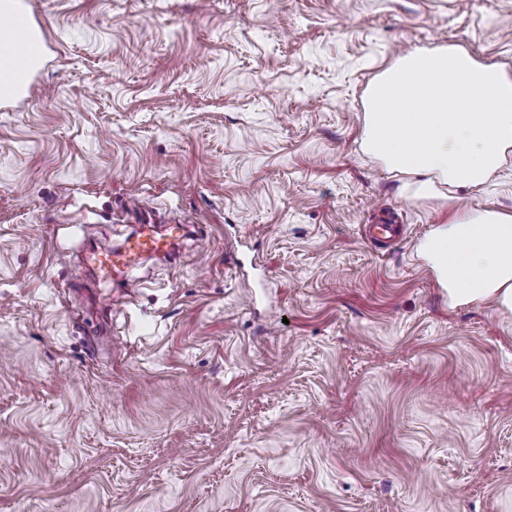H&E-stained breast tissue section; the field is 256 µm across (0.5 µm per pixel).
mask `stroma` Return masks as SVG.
I'll use <instances>...</instances> for the list:
<instances>
[{
	"label": "stroma",
	"mask_w": 512,
	"mask_h": 512,
	"mask_svg": "<svg viewBox=\"0 0 512 512\" xmlns=\"http://www.w3.org/2000/svg\"><path fill=\"white\" fill-rule=\"evenodd\" d=\"M0 109V512H512V314L415 255L512 213V154L415 200L361 148L399 56L512 74V0H32ZM394 214L391 245L363 227ZM181 224L110 284L91 243ZM239 261L230 268L229 257Z\"/></svg>",
	"instance_id": "stroma-1"
}]
</instances>
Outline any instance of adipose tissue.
I'll return each mask as SVG.
<instances>
[{"label":"adipose tissue","mask_w":512,"mask_h":512,"mask_svg":"<svg viewBox=\"0 0 512 512\" xmlns=\"http://www.w3.org/2000/svg\"><path fill=\"white\" fill-rule=\"evenodd\" d=\"M362 144L417 199L483 186L512 150V75L461 46L403 55L371 84ZM449 306L512 313V214L457 211L415 247Z\"/></svg>","instance_id":"adipose-tissue-1"}]
</instances>
